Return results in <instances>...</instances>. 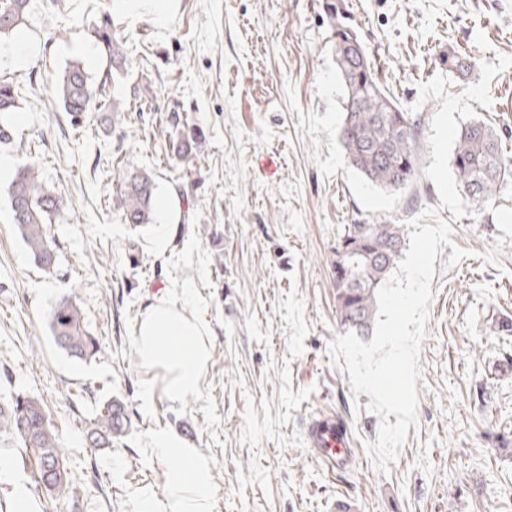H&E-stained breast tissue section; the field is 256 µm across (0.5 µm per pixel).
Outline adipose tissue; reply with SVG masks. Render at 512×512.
I'll list each match as a JSON object with an SVG mask.
<instances>
[{"instance_id": "1", "label": "adipose tissue", "mask_w": 512, "mask_h": 512, "mask_svg": "<svg viewBox=\"0 0 512 512\" xmlns=\"http://www.w3.org/2000/svg\"><path fill=\"white\" fill-rule=\"evenodd\" d=\"M135 343L144 368L164 371L170 395L198 389L208 351L203 331L188 309L167 298L149 305ZM155 452L168 464L165 512H211L214 491L207 464L166 434L156 436Z\"/></svg>"}]
</instances>
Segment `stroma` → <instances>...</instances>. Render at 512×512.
I'll return each mask as SVG.
<instances>
[{"mask_svg": "<svg viewBox=\"0 0 512 512\" xmlns=\"http://www.w3.org/2000/svg\"><path fill=\"white\" fill-rule=\"evenodd\" d=\"M323 0H31L17 63L0 41V79L13 82L23 124L0 157L35 161L72 212L51 225L57 265L44 272L11 222L0 180V401L39 395L67 451L77 495L37 487L35 460L0 437V502L23 493L35 512H164L157 433L206 460L212 512H512V180L484 209L454 219L423 173L395 195L367 182L339 140L342 84ZM383 83L403 107L419 83L447 76L457 95L481 67L512 56V0H345ZM111 17L126 63L107 88L117 111L71 122L54 92L67 64L92 80L108 69L89 35ZM463 54L465 73L441 57ZM479 120L512 155V67L498 72ZM200 131L189 161L170 150L171 116ZM153 173L151 224L112 209L124 177ZM453 228L441 246L416 382L419 427L390 473L370 462L380 418L327 353L340 334L331 260L343 225L400 224L430 207ZM165 238V249L154 246ZM464 257L446 262L453 248ZM138 264H130L129 255ZM74 294L100 350L68 356L51 336L57 300ZM180 302L209 347L198 392L170 396L134 341L159 296ZM124 400L132 429L112 447L86 425ZM348 428L349 466L332 472L305 436L320 412Z\"/></svg>", "mask_w": 512, "mask_h": 512, "instance_id": "stroma-1", "label": "stroma"}]
</instances>
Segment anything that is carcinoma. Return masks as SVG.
I'll list each match as a JSON object with an SVG mask.
<instances>
[{
	"label": "carcinoma",
	"mask_w": 512,
	"mask_h": 512,
	"mask_svg": "<svg viewBox=\"0 0 512 512\" xmlns=\"http://www.w3.org/2000/svg\"><path fill=\"white\" fill-rule=\"evenodd\" d=\"M30 0H0V39L10 37L25 24ZM333 19L335 47L352 38L362 53L336 52V68L343 87V122L340 140L352 166L372 185L392 193L405 191L420 169L421 118L407 112L386 90L371 63L365 44L352 25L342 0H327ZM92 37L102 46L110 63L98 85L79 61L70 62L54 90L62 108L78 122L92 110L108 106L107 85L112 70L121 68L126 49L104 19L93 26ZM15 87L0 81V141L10 139L8 118L18 108ZM194 129L178 130L175 155H191ZM452 167L457 183L469 200L481 208L500 192L512 176V158L504 155L494 128L483 121L463 125L452 152ZM155 180L143 170L128 175L116 196L113 209L124 224L142 226L153 223ZM12 224L27 252L42 269L50 272L56 263V245L49 225L69 224L72 214L57 193L38 178L33 161L18 166L9 189ZM405 233L401 224H345L336 242L331 263L336 288V314L344 331L365 337L372 332L377 315L376 293L392 274L403 256ZM49 329L54 341L69 356L92 358L99 350V339L86 327L83 313L68 295L56 304ZM123 420L104 402L90 423L89 436L96 445L112 446L122 436ZM6 434L36 459L35 481L40 488L59 496L73 493L69 478L68 454L64 442L48 419L42 398L24 393L0 403V436Z\"/></svg>",
	"instance_id": "cac0c4a2"
}]
</instances>
